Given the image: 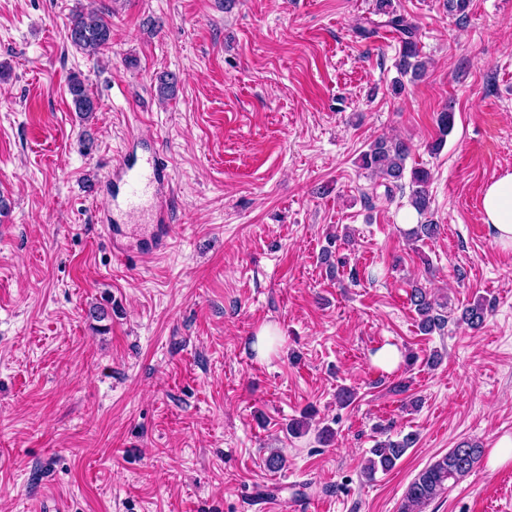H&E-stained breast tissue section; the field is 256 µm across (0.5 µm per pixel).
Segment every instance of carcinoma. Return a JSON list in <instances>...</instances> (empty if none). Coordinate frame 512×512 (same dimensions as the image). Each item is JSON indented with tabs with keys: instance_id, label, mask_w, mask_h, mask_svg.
Wrapping results in <instances>:
<instances>
[{
	"instance_id": "carcinoma-1",
	"label": "carcinoma",
	"mask_w": 512,
	"mask_h": 512,
	"mask_svg": "<svg viewBox=\"0 0 512 512\" xmlns=\"http://www.w3.org/2000/svg\"><path fill=\"white\" fill-rule=\"evenodd\" d=\"M377 13L388 17L386 26L400 35V51L397 69L404 77L415 81L425 72V61L420 57L416 27L394 8L393 0H376ZM67 38L77 49L95 56L108 49L112 41V24L109 14L104 9L84 11L77 9L72 12L67 28ZM68 92L75 111L88 115L98 110L99 101L94 98L87 88L81 75L74 74L68 82ZM436 124L439 138L433 145L438 150L446 141V137L454 127V112L443 110L437 113ZM409 156V146L406 142L393 138H377L371 142L368 149L361 155L362 168L381 180L386 192L402 187L405 178L406 160ZM430 174L425 169L411 170L410 203L418 214L423 215L429 210L430 199L428 184ZM439 232V225L429 221L415 225L406 233L407 240L420 241L431 239ZM410 302L418 317L419 330L430 335L441 331L448 323L447 316L442 314L445 305L439 303L425 288L414 287L410 293ZM488 315V306L478 300L466 306L460 316V321L472 329H479ZM415 442L411 434L400 440H384L370 450L364 467V474L373 477L378 470L387 471L398 461ZM483 448L476 443L464 441L448 450V453L435 460L422 470L409 484L405 493V505L402 512H417L418 509L434 500L448 488V483L458 481L466 476L478 463Z\"/></svg>"
}]
</instances>
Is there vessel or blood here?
Listing matches in <instances>:
<instances>
[{
  "label": "vessel or blood",
  "mask_w": 512,
  "mask_h": 512,
  "mask_svg": "<svg viewBox=\"0 0 512 512\" xmlns=\"http://www.w3.org/2000/svg\"><path fill=\"white\" fill-rule=\"evenodd\" d=\"M107 179L123 189L121 198L113 200V207L128 212L138 211L147 204L153 207L156 226L150 248L154 251L166 249L170 236L166 191L171 184V174L159 149L129 147L109 169Z\"/></svg>",
  "instance_id": "b4317fda"
}]
</instances>
